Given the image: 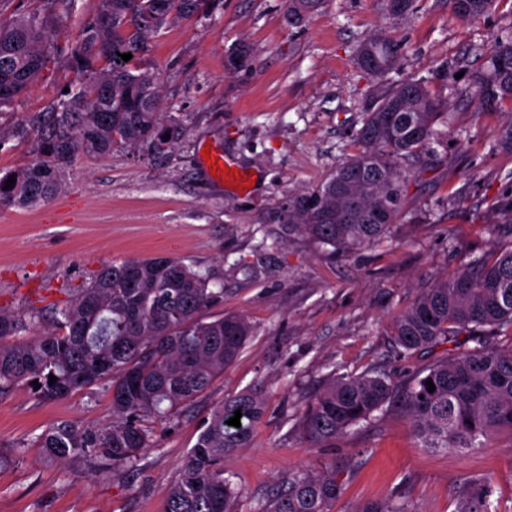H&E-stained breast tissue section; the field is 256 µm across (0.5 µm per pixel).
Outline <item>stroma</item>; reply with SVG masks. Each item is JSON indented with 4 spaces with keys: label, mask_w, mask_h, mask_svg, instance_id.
Instances as JSON below:
<instances>
[{
    "label": "stroma",
    "mask_w": 512,
    "mask_h": 512,
    "mask_svg": "<svg viewBox=\"0 0 512 512\" xmlns=\"http://www.w3.org/2000/svg\"><path fill=\"white\" fill-rule=\"evenodd\" d=\"M97 0H58V43L83 38ZM512 27V0L464 23L445 0H418L414 15L389 19L385 0H325L307 23L286 19L285 0H217L203 16L172 22L133 64L157 72L160 110L181 134L162 158L147 148H114L66 168L53 202L0 212V308L23 315L77 294L104 264L165 255L209 272L224 312L253 334L238 359L173 420L156 425L154 446L123 478L46 463L36 437L54 424L112 422L103 386L54 401L15 387L0 397V512H163L169 486L200 425L224 396L261 387L266 411L250 444L224 460L235 512H253L291 471L335 465L344 484L334 512L369 501H403L411 512H456L493 480L491 512H512V433L483 447H425L399 402L323 448L298 420L332 374L376 369L397 383L435 359L463 354L461 340L407 355L392 345V318L419 289L512 248L501 202L512 198V155L495 150L502 116L460 101L484 47ZM384 33L406 51L386 76L427 81L446 103L441 143L405 167L401 217L385 242L331 255L283 212L344 158L375 82L354 64L358 45ZM246 50L242 66L229 55ZM75 78L59 62L8 112L0 129L45 110ZM250 172L240 192L213 182L204 148Z\"/></svg>",
    "instance_id": "stroma-1"
}]
</instances>
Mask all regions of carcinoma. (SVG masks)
Instances as JSON below:
<instances>
[{"label":"carcinoma","instance_id":"carcinoma-1","mask_svg":"<svg viewBox=\"0 0 512 512\" xmlns=\"http://www.w3.org/2000/svg\"><path fill=\"white\" fill-rule=\"evenodd\" d=\"M31 2L27 11L0 18V88L6 89L0 92V112L59 59L52 34L57 0ZM209 2L98 0L84 38L70 49L78 83L37 117L35 130L21 126L12 132L19 139L34 132L35 158L0 176V212L54 201L63 192L65 167L79 155L96 158L119 146L159 153L173 142L179 126L159 111L157 75L130 66L120 55L146 52L169 21L194 16ZM495 2L448 0V9L455 19L474 22ZM323 3L287 0L288 24L304 23ZM362 48L370 52L371 63L365 66L357 56L355 65L376 80L402 55V47L383 35L365 39ZM486 53L487 66L458 95L482 111L507 108L495 147L512 154V28L490 42ZM442 115L440 100L412 75L379 85L375 106L355 130L359 150L288 205L285 220L334 254L382 243L402 209L401 165L440 141L435 124ZM11 175L16 182L7 190ZM209 284L208 274L181 259H125L104 266L76 298L46 309L31 307L27 321L0 310V397L19 384L32 388L39 400L65 399L100 385L112 395L111 425L64 422L40 434L36 442L46 461L124 473L153 447L155 425L174 419L238 358L253 327L240 314L205 315L224 298V289ZM46 313L52 328L23 338ZM485 326L512 329V249L421 289L396 317L392 336L411 354ZM474 341L468 353L434 362L403 387L413 431L428 448H480L493 433L512 432V347ZM396 390V383L377 370L334 376L302 414L301 432L313 446L323 447L369 419ZM238 409L241 427L226 424ZM264 412L255 387L216 405L168 490L164 512H233L237 492L224 477V457L248 445ZM342 493L334 466L293 472L272 498L257 502L254 512H333ZM491 495L487 481L456 512H491ZM356 512L410 510L399 501H380Z\"/></svg>","mask_w":512,"mask_h":512}]
</instances>
